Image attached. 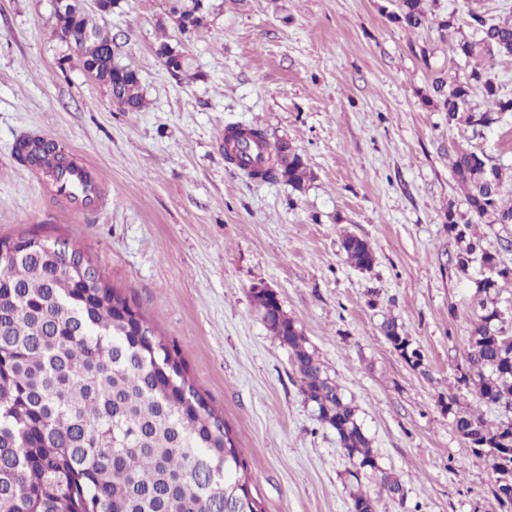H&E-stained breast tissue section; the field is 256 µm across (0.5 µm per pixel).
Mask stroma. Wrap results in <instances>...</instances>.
<instances>
[{
    "instance_id": "1",
    "label": "stroma",
    "mask_w": 512,
    "mask_h": 512,
    "mask_svg": "<svg viewBox=\"0 0 512 512\" xmlns=\"http://www.w3.org/2000/svg\"><path fill=\"white\" fill-rule=\"evenodd\" d=\"M210 2L190 32L167 0H121L100 19L146 101L121 112L60 41L55 0H0V236L35 231L84 247L177 345L243 448L265 512H351L358 488L377 512H494L491 463L441 405L453 392L500 420L456 382L480 271L452 266L445 214L464 203L450 156L482 151L512 168V118L476 135L418 95L430 65L448 63L437 23L464 14L463 0H424L418 30L388 20L389 0ZM164 42L188 55L186 75L163 66ZM229 124L288 141L310 180L296 190L249 179L224 159ZM23 135L89 166L106 206L74 210L48 174L17 160ZM348 233L371 247L370 270L346 262ZM256 288L276 294L357 405L404 501L380 495L377 476H350L255 307ZM388 318L421 350L420 367L384 338Z\"/></svg>"
}]
</instances>
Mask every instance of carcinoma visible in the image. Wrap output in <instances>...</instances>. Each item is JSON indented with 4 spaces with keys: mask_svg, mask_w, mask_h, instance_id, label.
<instances>
[{
    "mask_svg": "<svg viewBox=\"0 0 512 512\" xmlns=\"http://www.w3.org/2000/svg\"><path fill=\"white\" fill-rule=\"evenodd\" d=\"M209 0H172L169 13L194 25ZM389 19L403 27L425 25L423 0H390ZM57 16V34L77 53L86 70L109 74L103 82L122 112L145 108L137 74L113 59L112 40L72 0ZM471 33L456 16L439 28L459 34L452 53L463 63L452 80L431 65L423 98L448 124L464 122L476 132L512 114V97L500 95L491 77L499 58L512 60V18H487L466 11ZM480 89L487 109L473 108ZM239 132L230 163L249 178L283 180L300 190L310 177L301 155L286 141L272 144L259 127L229 125ZM20 160H58L57 176L70 169L58 146L41 138L16 143ZM451 169L465 188L463 212L448 209V236L457 243L450 256L466 274L475 264L499 268L498 276L477 287L479 312L472 322L457 383L479 401L497 408L502 420L490 425L482 415L448 395V413L473 453L491 459L497 474L500 512H512V336L492 294L499 281L512 280V267L485 249L474 235L478 223L512 224V204L500 203L509 169L468 149L455 151ZM68 256H58L40 234L0 237L12 257L0 261V512H264L252 495L248 464L223 416L212 409L189 378L178 348L159 335L145 315L74 241L63 240ZM346 262L371 268L369 244L354 235L342 239ZM270 332L287 349L300 389L318 419L335 432L354 479L378 470L371 441L358 422L357 406L327 373L297 324L274 295L253 291ZM381 331L412 366L423 364L403 327L385 320ZM380 489L403 499L401 483L380 476ZM351 512H375L376 501L351 494Z\"/></svg>",
    "mask_w": 512,
    "mask_h": 512,
    "instance_id": "cac0c4a2",
    "label": "carcinoma"
}]
</instances>
